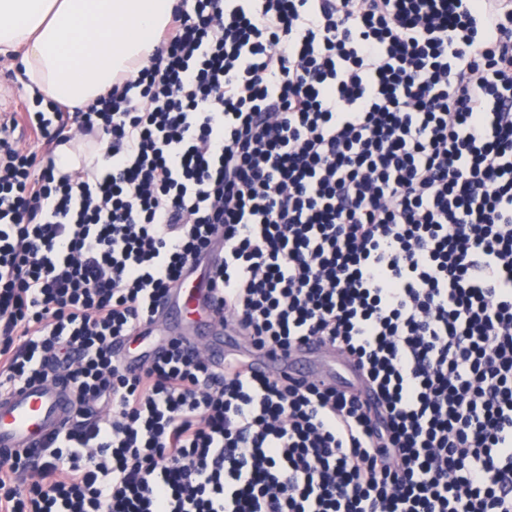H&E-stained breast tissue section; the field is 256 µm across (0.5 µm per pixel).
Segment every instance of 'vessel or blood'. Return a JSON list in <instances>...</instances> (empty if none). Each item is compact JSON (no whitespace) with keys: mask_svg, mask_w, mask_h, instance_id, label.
Masks as SVG:
<instances>
[{"mask_svg":"<svg viewBox=\"0 0 512 512\" xmlns=\"http://www.w3.org/2000/svg\"><path fill=\"white\" fill-rule=\"evenodd\" d=\"M159 312L166 339L193 350L204 349L213 365H223L225 359L238 354L239 336L225 331L217 297L198 277L183 281L169 300L160 303ZM327 351V346L311 338L287 352L258 350L246 364L258 375L321 382L324 374L307 367L305 360ZM73 410L70 388L51 378L0 392V454L41 449L47 439L64 429Z\"/></svg>","mask_w":512,"mask_h":512,"instance_id":"vessel-or-blood-1","label":"vessel or blood"}]
</instances>
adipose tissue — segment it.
Segmentation results:
<instances>
[{
	"mask_svg": "<svg viewBox=\"0 0 512 512\" xmlns=\"http://www.w3.org/2000/svg\"><path fill=\"white\" fill-rule=\"evenodd\" d=\"M178 0H0V53L30 91L82 107L147 64Z\"/></svg>",
	"mask_w": 512,
	"mask_h": 512,
	"instance_id": "adipose-tissue-1",
	"label": "adipose tissue"
}]
</instances>
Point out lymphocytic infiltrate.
Here are the masks:
<instances>
[{
	"label": "lymphocytic infiltrate",
	"mask_w": 512,
	"mask_h": 512,
	"mask_svg": "<svg viewBox=\"0 0 512 512\" xmlns=\"http://www.w3.org/2000/svg\"><path fill=\"white\" fill-rule=\"evenodd\" d=\"M79 133L108 165L58 173ZM191 268L379 404L177 343L127 373ZM50 377L72 424L0 455V512H512V0H181L109 93L1 120L0 390Z\"/></svg>",
	"instance_id": "obj_1"
}]
</instances>
